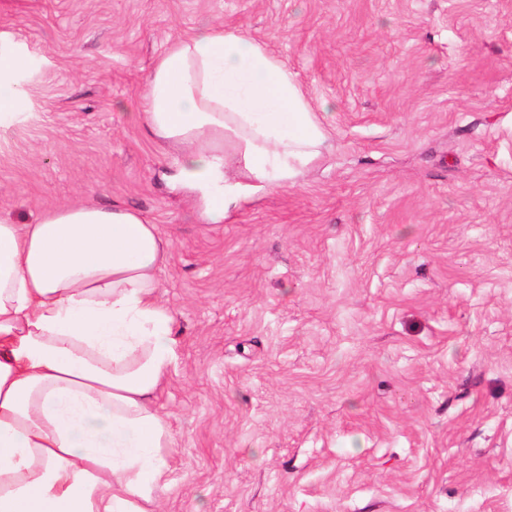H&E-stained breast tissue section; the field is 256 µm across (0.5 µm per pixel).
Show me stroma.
Segmentation results:
<instances>
[{
    "mask_svg": "<svg viewBox=\"0 0 512 512\" xmlns=\"http://www.w3.org/2000/svg\"><path fill=\"white\" fill-rule=\"evenodd\" d=\"M263 43L327 132L223 223L136 121L155 60ZM0 216L124 204L171 243L156 512H512V0H0Z\"/></svg>",
    "mask_w": 512,
    "mask_h": 512,
    "instance_id": "1",
    "label": "stroma"
}]
</instances>
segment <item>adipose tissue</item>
Listing matches in <instances>:
<instances>
[{
  "label": "adipose tissue",
  "instance_id": "1",
  "mask_svg": "<svg viewBox=\"0 0 512 512\" xmlns=\"http://www.w3.org/2000/svg\"><path fill=\"white\" fill-rule=\"evenodd\" d=\"M137 119L182 148L209 224L246 181L295 182L327 141L288 68L216 26L156 59ZM169 258L157 225L120 205L0 221V512H152L171 444L154 403L174 360Z\"/></svg>",
  "mask_w": 512,
  "mask_h": 512
}]
</instances>
